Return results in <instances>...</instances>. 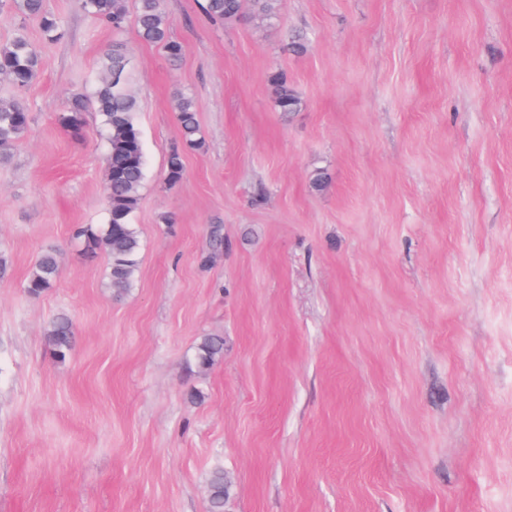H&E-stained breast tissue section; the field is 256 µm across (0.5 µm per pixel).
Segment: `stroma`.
I'll use <instances>...</instances> for the list:
<instances>
[{"mask_svg": "<svg viewBox=\"0 0 512 512\" xmlns=\"http://www.w3.org/2000/svg\"><path fill=\"white\" fill-rule=\"evenodd\" d=\"M44 8L63 39L0 0V46L41 61L0 78L30 113L0 165V512H207L218 467L224 512H512V0H277L264 23L165 0L176 61ZM118 43L146 176L116 299L72 235L106 220L100 118L57 117ZM275 70L301 111L275 109ZM183 94L204 145L171 186ZM205 336L224 358L201 371ZM40 61L23 34L0 47V74L9 78L17 89L28 87L36 79ZM59 260L52 248L44 250L38 257L27 280V291L31 296H39L52 288L58 274ZM48 343L53 355L60 360H65L71 350L74 331L69 318L60 316L55 318L47 329ZM229 496V485L224 480V470L217 468L212 471L208 480L209 512H224V502Z\"/></svg>", "mask_w": 512, "mask_h": 512, "instance_id": "stroma-1", "label": "stroma"}]
</instances>
